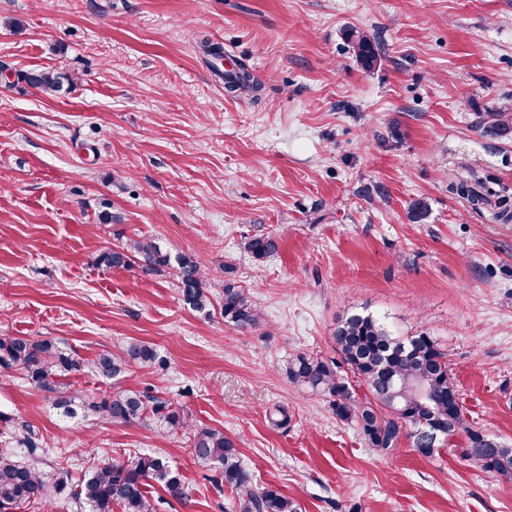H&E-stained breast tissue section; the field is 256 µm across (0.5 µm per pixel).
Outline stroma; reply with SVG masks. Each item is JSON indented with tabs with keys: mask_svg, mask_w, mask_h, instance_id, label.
Masks as SVG:
<instances>
[{
	"mask_svg": "<svg viewBox=\"0 0 512 512\" xmlns=\"http://www.w3.org/2000/svg\"><path fill=\"white\" fill-rule=\"evenodd\" d=\"M349 27L379 43L375 69L357 63ZM33 67L77 85L18 83ZM241 67L258 91L227 93L223 72ZM505 104L512 0H0V336H49L85 359L152 344L166 367H132L121 386L224 431L255 486L298 512H512V485L446 448H367L286 374L297 353L334 356L337 320L366 308L437 336L468 421L512 444V223L447 178L512 193V139L477 123ZM107 207L121 223H99ZM260 235L278 249L257 260L242 242ZM140 236L196 255L213 292L249 289L260 326L192 311L172 275L98 265ZM278 406L288 427L271 422ZM0 411L73 480L156 453L187 488L175 500L152 487L158 512H235L182 434L62 419L18 371H0ZM19 80L31 88L51 94L60 92L65 84L68 88H73L77 83L78 77L68 71L35 67L20 72L18 74Z\"/></svg>",
	"mask_w": 512,
	"mask_h": 512,
	"instance_id": "35a3bbf8",
	"label": "stroma"
}]
</instances>
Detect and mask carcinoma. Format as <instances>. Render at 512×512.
Instances as JSON below:
<instances>
[{
	"label": "carcinoma",
	"instance_id": "carcinoma-1",
	"mask_svg": "<svg viewBox=\"0 0 512 512\" xmlns=\"http://www.w3.org/2000/svg\"><path fill=\"white\" fill-rule=\"evenodd\" d=\"M344 36L360 65L371 70L381 60L379 44L365 32L348 28ZM18 80L43 93H58L74 87L78 77L68 71L35 67L18 74ZM229 93L253 90L256 83L245 68L228 78ZM478 124L497 138L512 135V107L478 113ZM448 192L467 200L477 210L494 206L493 217L512 221V197L494 191L485 181L448 176ZM244 248L258 260L278 248L271 236H252ZM109 269H138L145 275L173 276L183 302L206 315L219 312L224 321L241 327H256L260 311L248 289L230 281L221 295L211 293L209 277L194 255L172 256L150 237L128 238L106 248L98 257ZM336 357L299 353L288 360V381L296 388L329 399L336 418L353 423L367 447L378 452L394 448L403 437L425 456H432L464 436L461 456L502 483L512 484V445L500 441L466 419L454 382L448 350L431 333L421 330L400 336L385 318L374 312H353L341 318L332 334ZM166 360L152 345L130 340L93 359L80 357L51 337L1 336L0 368L22 371L28 384L48 395L60 415L77 413L97 419L137 424L154 433L187 434L195 460L216 472L217 488L236 492V512H297L295 503L272 486L252 487L253 476L240 457L235 440L224 432L193 422L173 402L148 391L125 389L116 382L133 366L162 368ZM92 373L114 380L112 392L86 395L72 388L71 379ZM364 387L358 396L355 385ZM0 434L16 442L26 453L21 460L12 452L0 453V512L38 506L69 488L68 475L51 474L39 468L44 449L34 429L0 412ZM159 485L170 497H185V485L165 457L140 453L128 461L105 460L91 467L77 485L72 498L89 512H157L149 488Z\"/></svg>",
	"mask_w": 512,
	"mask_h": 512
}]
</instances>
